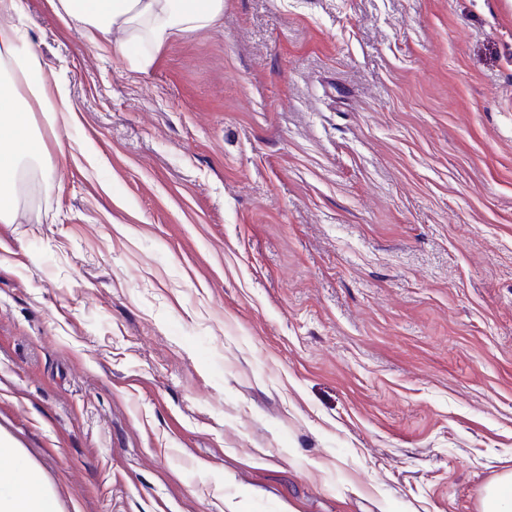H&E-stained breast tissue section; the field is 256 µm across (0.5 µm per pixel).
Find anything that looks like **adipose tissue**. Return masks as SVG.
I'll return each instance as SVG.
<instances>
[{
	"label": "adipose tissue",
	"mask_w": 512,
	"mask_h": 512,
	"mask_svg": "<svg viewBox=\"0 0 512 512\" xmlns=\"http://www.w3.org/2000/svg\"><path fill=\"white\" fill-rule=\"evenodd\" d=\"M55 13L81 30L91 41H112L128 57L134 70L148 72L155 49L190 32L212 26L224 13V0H50ZM0 12L13 16L0 26V65L9 80L0 84V223L11 224L18 215L17 186L21 173L43 159L33 132L32 109L64 112V86L48 89L37 77L39 59L16 26L22 17L21 0H0ZM18 451L0 440V512H56V501L39 470L19 473Z\"/></svg>",
	"instance_id": "obj_1"
}]
</instances>
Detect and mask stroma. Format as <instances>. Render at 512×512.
Segmentation results:
<instances>
[{
  "mask_svg": "<svg viewBox=\"0 0 512 512\" xmlns=\"http://www.w3.org/2000/svg\"><path fill=\"white\" fill-rule=\"evenodd\" d=\"M0 223V438L58 512H479L512 471V0H224Z\"/></svg>",
  "mask_w": 512,
  "mask_h": 512,
  "instance_id": "1",
  "label": "stroma"
}]
</instances>
